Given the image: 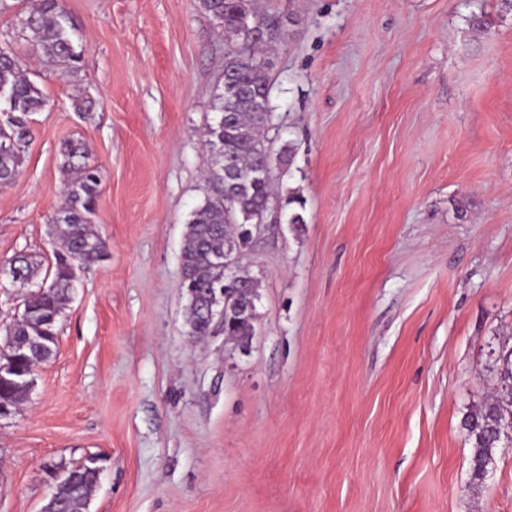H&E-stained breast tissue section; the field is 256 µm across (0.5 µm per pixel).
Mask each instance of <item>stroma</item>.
Returning a JSON list of instances; mask_svg holds the SVG:
<instances>
[{"mask_svg": "<svg viewBox=\"0 0 512 512\" xmlns=\"http://www.w3.org/2000/svg\"><path fill=\"white\" fill-rule=\"evenodd\" d=\"M82 62L30 59L48 100L0 189V331L54 263L61 142L98 170L107 242L55 355L0 420V512H42L45 464L104 467L89 512H512V447L481 484L461 423L512 347V11L500 0H256L273 123L294 148L242 263L248 354L189 340L180 246L203 199L227 43L199 0H66ZM14 263V266L12 265ZM9 269H4L2 266H0V279L2 275H6L11 278L12 282L15 284H20V286H24L25 283L32 280V278L35 276L37 272V267L29 261V259L26 256L20 255L15 257L11 263H10ZM20 270H19L15 267ZM26 281H25V279Z\"/></svg>", "mask_w": 512, "mask_h": 512, "instance_id": "stroma-1", "label": "stroma"}]
</instances>
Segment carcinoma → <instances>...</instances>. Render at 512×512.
I'll return each instance as SVG.
<instances>
[{
    "label": "carcinoma",
    "mask_w": 512,
    "mask_h": 512,
    "mask_svg": "<svg viewBox=\"0 0 512 512\" xmlns=\"http://www.w3.org/2000/svg\"><path fill=\"white\" fill-rule=\"evenodd\" d=\"M201 6L224 29V36L236 40L244 21L256 19L268 25V18L251 0H201ZM17 37L28 46V55L46 66L71 74L79 70L82 50L78 30L65 7V0H35L18 23ZM224 71L248 80V90L235 99L224 93L214 95V117L205 127L209 151L205 180L207 193L190 214L180 251V276L184 277L186 313L191 335L207 336L212 323L206 316L213 291L224 286V270L215 256L224 252V243L247 247L246 229L260 218L277 211L287 223L301 228L306 200L292 190L283 195L274 185L259 177L263 169L289 166L293 147L288 141L278 148L269 145L263 131L273 121L271 100L260 89L269 83L270 75L263 59L253 49L238 48L224 59ZM46 97L28 76L23 58L12 49L0 48V143L10 145L0 153V187L18 177L25 148L31 138L30 115L42 111ZM64 168L68 174L64 205L52 218L60 249L55 263L39 287L24 303V318L6 330L4 345L14 355L16 370L30 372V366L48 362L56 352V324L72 299L71 270L68 256L82 259L83 264L99 261L107 251L106 241L95 231L92 216L98 194L97 169L87 162V152L79 141L67 140L61 146ZM233 162L236 178H224V164ZM40 345L35 346L33 342ZM499 377L494 397L467 414L463 429L474 449L472 481L487 477L500 447L499 433L512 421V348L498 355ZM28 391L12 379H0V401L13 405L25 401ZM82 464L56 468L63 473L51 494L49 512H86L88 501L99 478Z\"/></svg>",
    "instance_id": "1"
}]
</instances>
